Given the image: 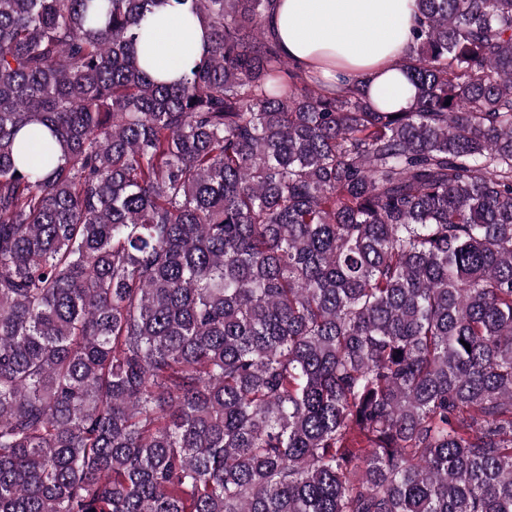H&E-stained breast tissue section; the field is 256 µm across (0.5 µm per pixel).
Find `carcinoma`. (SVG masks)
I'll return each mask as SVG.
<instances>
[{
	"mask_svg": "<svg viewBox=\"0 0 512 512\" xmlns=\"http://www.w3.org/2000/svg\"><path fill=\"white\" fill-rule=\"evenodd\" d=\"M271 3L166 82L157 0H0V512H512V0L399 110Z\"/></svg>",
	"mask_w": 512,
	"mask_h": 512,
	"instance_id": "carcinoma-1",
	"label": "carcinoma"
}]
</instances>
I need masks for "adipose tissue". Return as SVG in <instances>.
Returning <instances> with one entry per match:
<instances>
[{
  "instance_id": "ef3b65f1",
  "label": "adipose tissue",
  "mask_w": 512,
  "mask_h": 512,
  "mask_svg": "<svg viewBox=\"0 0 512 512\" xmlns=\"http://www.w3.org/2000/svg\"><path fill=\"white\" fill-rule=\"evenodd\" d=\"M417 0H274L265 19L270 41L298 71L321 77L325 88L361 79L406 109L412 95L399 61L411 43ZM141 62L161 80L179 78L201 61L205 23L188 5L162 0L142 21Z\"/></svg>"
}]
</instances>
